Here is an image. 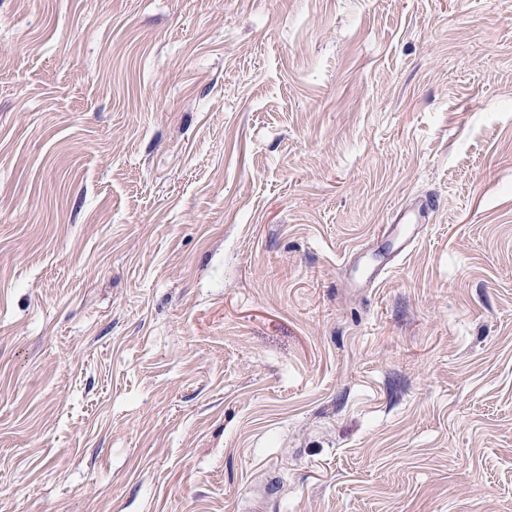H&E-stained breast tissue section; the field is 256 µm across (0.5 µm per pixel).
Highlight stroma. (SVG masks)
<instances>
[{"instance_id": "1", "label": "stroma", "mask_w": 512, "mask_h": 512, "mask_svg": "<svg viewBox=\"0 0 512 512\" xmlns=\"http://www.w3.org/2000/svg\"><path fill=\"white\" fill-rule=\"evenodd\" d=\"M512 512V0H0V512Z\"/></svg>"}]
</instances>
